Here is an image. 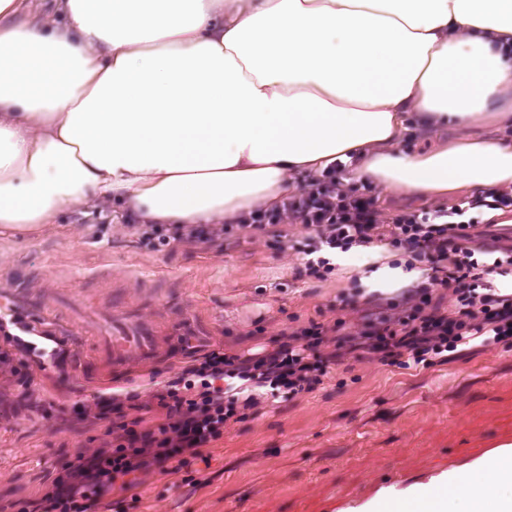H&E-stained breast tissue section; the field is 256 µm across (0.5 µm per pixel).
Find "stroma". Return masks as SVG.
I'll use <instances>...</instances> for the list:
<instances>
[{
    "label": "stroma",
    "mask_w": 512,
    "mask_h": 512,
    "mask_svg": "<svg viewBox=\"0 0 512 512\" xmlns=\"http://www.w3.org/2000/svg\"><path fill=\"white\" fill-rule=\"evenodd\" d=\"M510 134L489 123L414 127L398 147L422 153ZM357 190L377 197L387 214L470 194L466 188L395 193L371 182ZM400 257L354 249L317 280L300 275V255L279 249L267 232L157 250L119 205H66L55 223L35 231L0 228V308L69 319L66 334L90 361L111 335L113 315L148 321L156 359L115 374L119 385L145 397L186 365L181 336L200 355L219 347L257 352L287 327L342 321L354 331L389 314L422 281L414 270L399 283L373 285L376 267ZM76 365L71 359L63 370L32 368L29 387L0 370V512L40 498L61 462L104 442V425L78 420L77 412L92 406L106 372L81 376ZM506 448H512V344L463 351L417 371L350 353L313 392L230 423L205 449V461L196 462L199 485L155 471L144 476L137 497L118 491L113 497L122 512H343L356 497L432 488L437 474L469 473Z\"/></svg>",
    "instance_id": "1"
}]
</instances>
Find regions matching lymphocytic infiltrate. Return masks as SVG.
Returning <instances> with one entry per match:
<instances>
[{
  "label": "lymphocytic infiltrate",
  "instance_id": "obj_1",
  "mask_svg": "<svg viewBox=\"0 0 512 512\" xmlns=\"http://www.w3.org/2000/svg\"><path fill=\"white\" fill-rule=\"evenodd\" d=\"M347 166L336 163L321 178L286 195L279 207L256 209L235 224H147L144 239L167 246L211 243L238 230H271L280 238L283 220L302 225L301 254L307 276L318 280L335 270L337 254L385 246L404 251L406 269L422 263L428 283L409 292L400 314L365 323L358 331L369 357L404 369H426L451 352L490 348L512 339V292H502L498 277H512V248L473 245L479 215L512 212V185L445 207L383 216L378 200L345 184ZM454 296L444 310V291ZM317 322L280 330L272 348L229 355L215 349L159 382L152 399L165 411L156 426L143 427L139 395L124 390L97 396L81 417L108 422L109 438L90 453L62 462L51 491L33 512H100L111 491L137 488L143 475L158 470L179 473L201 459L204 448L220 439L228 422L246 411L275 406L322 384L339 354H323L330 330Z\"/></svg>",
  "mask_w": 512,
  "mask_h": 512
}]
</instances>
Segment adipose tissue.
I'll use <instances>...</instances> for the list:
<instances>
[{"label":"adipose tissue","mask_w":512,"mask_h":512,"mask_svg":"<svg viewBox=\"0 0 512 512\" xmlns=\"http://www.w3.org/2000/svg\"><path fill=\"white\" fill-rule=\"evenodd\" d=\"M0 0V226L120 203L141 224H221L291 175L353 162L386 190L512 185V137L425 155V127L512 125V0ZM500 462L418 504L512 501Z\"/></svg>","instance_id":"1"}]
</instances>
